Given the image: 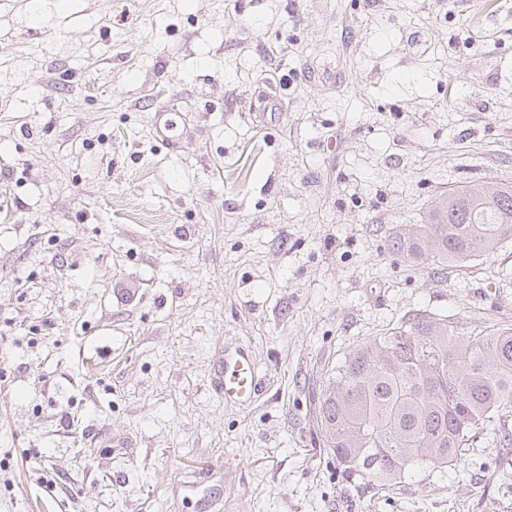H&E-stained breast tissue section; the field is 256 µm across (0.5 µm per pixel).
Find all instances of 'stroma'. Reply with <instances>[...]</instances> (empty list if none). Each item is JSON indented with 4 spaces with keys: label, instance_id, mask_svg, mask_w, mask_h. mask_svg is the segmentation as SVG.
Returning a JSON list of instances; mask_svg holds the SVG:
<instances>
[{
    "label": "stroma",
    "instance_id": "obj_1",
    "mask_svg": "<svg viewBox=\"0 0 512 512\" xmlns=\"http://www.w3.org/2000/svg\"><path fill=\"white\" fill-rule=\"evenodd\" d=\"M30 2L0 0V512H512L493 431L380 489L315 414L414 314L512 326V238L389 248L512 179V0ZM239 346L250 408L211 383ZM181 115L165 107H158L153 115V134L167 149L178 152L181 134L178 132ZM425 224L398 228L392 252L413 262L465 266L512 238V181H475L448 189L428 208Z\"/></svg>",
    "mask_w": 512,
    "mask_h": 512
}]
</instances>
